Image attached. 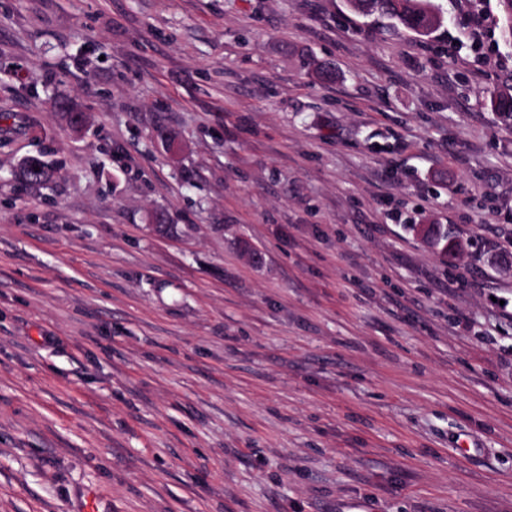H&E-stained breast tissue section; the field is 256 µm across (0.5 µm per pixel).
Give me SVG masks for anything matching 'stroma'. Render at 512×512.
Wrapping results in <instances>:
<instances>
[{"instance_id":"1","label":"stroma","mask_w":512,"mask_h":512,"mask_svg":"<svg viewBox=\"0 0 512 512\" xmlns=\"http://www.w3.org/2000/svg\"><path fill=\"white\" fill-rule=\"evenodd\" d=\"M440 2L0 0V512H512V46ZM348 3L359 14L387 18L397 29L418 36L432 34L444 22L442 7L431 0H349ZM486 99L494 112L512 118V86L498 85L492 90H487ZM43 157L38 155L25 159L16 170L15 177L32 184H46L51 181L54 177L56 166ZM34 167H38V171H35Z\"/></svg>"}]
</instances>
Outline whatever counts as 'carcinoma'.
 <instances>
[{
  "label": "carcinoma",
  "instance_id": "obj_1",
  "mask_svg": "<svg viewBox=\"0 0 512 512\" xmlns=\"http://www.w3.org/2000/svg\"><path fill=\"white\" fill-rule=\"evenodd\" d=\"M350 7L364 16L378 15L393 22V26L418 36L432 34L444 22L442 7L432 0H349ZM499 21L503 40L512 44V0H498ZM486 99L493 111L512 118V86L499 85L486 91ZM56 166L43 156H31L23 161L15 177L32 184H46L52 180ZM427 240L445 251L453 250L456 242L448 227L429 225Z\"/></svg>",
  "mask_w": 512,
  "mask_h": 512
}]
</instances>
